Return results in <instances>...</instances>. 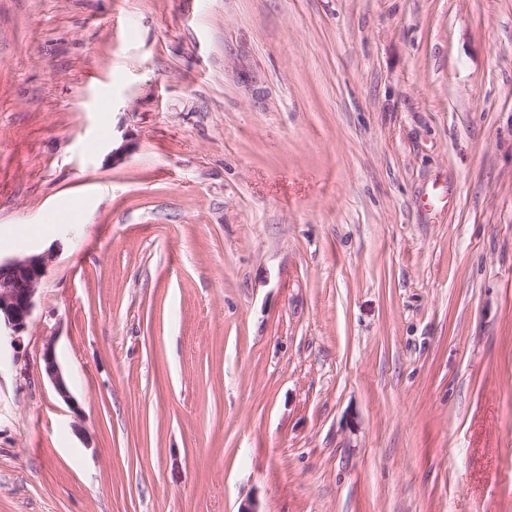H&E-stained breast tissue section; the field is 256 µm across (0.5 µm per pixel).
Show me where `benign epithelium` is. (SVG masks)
Here are the masks:
<instances>
[{"instance_id": "obj_1", "label": "benign epithelium", "mask_w": 512, "mask_h": 512, "mask_svg": "<svg viewBox=\"0 0 512 512\" xmlns=\"http://www.w3.org/2000/svg\"><path fill=\"white\" fill-rule=\"evenodd\" d=\"M53 257V252L47 250L23 257L0 258V330L7 331L14 343L20 341L29 326L40 282ZM44 361L46 375L58 395L65 402H72L51 344L44 350Z\"/></svg>"}]
</instances>
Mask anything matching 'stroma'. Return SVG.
Instances as JSON below:
<instances>
[{
	"mask_svg": "<svg viewBox=\"0 0 512 512\" xmlns=\"http://www.w3.org/2000/svg\"><path fill=\"white\" fill-rule=\"evenodd\" d=\"M47 249L0 512H512V0H0ZM45 372L58 395L66 402L72 403V396L68 390L66 378L57 362L53 345L50 343L44 350Z\"/></svg>",
	"mask_w": 512,
	"mask_h": 512,
	"instance_id": "stroma-1",
	"label": "stroma"
}]
</instances>
